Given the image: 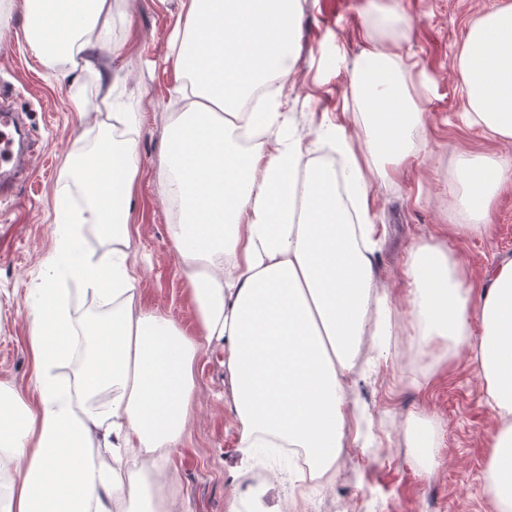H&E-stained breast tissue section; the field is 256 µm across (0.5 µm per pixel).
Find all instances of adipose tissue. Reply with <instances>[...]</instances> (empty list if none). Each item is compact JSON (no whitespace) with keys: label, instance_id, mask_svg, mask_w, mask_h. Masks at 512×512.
Wrapping results in <instances>:
<instances>
[{"label":"adipose tissue","instance_id":"ef3b65f1","mask_svg":"<svg viewBox=\"0 0 512 512\" xmlns=\"http://www.w3.org/2000/svg\"><path fill=\"white\" fill-rule=\"evenodd\" d=\"M301 0H187L175 64L192 101L168 127L159 171L177 213L169 235L199 328L188 335L144 308L130 263L138 135L127 112L107 113L93 136H78L65 158L52 214L53 246L30 288L29 392L0 382V512H156L149 488L124 482L129 454L175 450L194 397L193 365L202 342L224 345L239 446L302 448L314 465L334 463L357 407L350 397L364 337L388 348L396 322L389 290L374 264L378 229L369 209L367 167L392 181L418 157L424 115L396 56L368 39L349 73L364 122L362 142L340 124L304 139L280 112L241 109L255 84L288 81L296 64ZM24 35L50 69L72 75L69 99L85 113L81 73H95L111 99L112 0H24ZM473 125L491 141L512 140V0L477 16L458 59ZM270 136L266 149L239 147V129ZM337 154L321 160L323 149ZM512 157L461 158L453 181L468 200L456 233H487L495 196ZM403 274L418 349L439 343L412 382L469 350L497 416L484 472L494 512H512V256L479 306L447 241L418 244ZM95 297L103 317L76 318ZM481 331L473 333L472 319ZM72 380L57 370L69 358ZM104 395L100 408L83 405ZM415 465L434 463L440 428L406 422Z\"/></svg>","mask_w":512,"mask_h":512}]
</instances>
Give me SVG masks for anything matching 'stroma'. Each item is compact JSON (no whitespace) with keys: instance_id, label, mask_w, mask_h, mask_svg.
<instances>
[{"instance_id":"stroma-1","label":"stroma","mask_w":512,"mask_h":512,"mask_svg":"<svg viewBox=\"0 0 512 512\" xmlns=\"http://www.w3.org/2000/svg\"><path fill=\"white\" fill-rule=\"evenodd\" d=\"M182 2L119 0L112 18V40L119 52L104 62L122 82L113 109L134 113L138 131L141 167L134 188L131 261L141 302L194 335L195 310L168 235L175 215L158 184L167 126L183 105L177 90L184 77L172 54ZM377 2L381 14L398 9L412 26L409 39L382 28L376 38L407 66L406 84L425 114L426 147L399 170L394 182L370 181L371 214L380 238L376 265L391 282L402 333L390 350H371L376 372L359 380L352 394L364 416L349 425V451L336 459L332 484L342 495L361 499L363 512H491L483 473L490 457L485 438L496 417L486 404L485 382L465 351L443 362L430 385L420 388L410 382L404 364L413 343L412 313L403 263L415 244L447 235L477 299L493 279L499 258L512 255V183L494 201L491 235L449 232L460 209L459 196L450 188L460 157L512 155V143L486 140L468 125L456 66L469 21L505 0ZM302 6L294 74L286 85L271 83L270 90L303 135H314L330 118L354 140H362L349 71L364 45L368 0H302ZM23 22V2L15 0L10 42L0 46V82L15 86L17 107L28 113L30 133L43 158L35 181L19 185L13 201L0 204V380L24 390L32 373L25 297L53 244L52 210L64 160L74 138L98 120L100 96L95 75L84 74L89 112H72L68 79L48 75L23 36ZM194 377L193 408L180 445L161 460L128 458L125 476L147 483L168 478L182 512H227L229 494L242 473L278 470L285 462L269 454L242 461L223 344L203 346ZM412 410L440 427L436 464L424 474L414 466V451L399 429L405 412ZM323 497L322 486L292 472L286 497L266 488L252 512H316Z\"/></svg>"}]
</instances>
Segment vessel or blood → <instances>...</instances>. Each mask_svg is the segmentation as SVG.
<instances>
[{
    "mask_svg": "<svg viewBox=\"0 0 512 512\" xmlns=\"http://www.w3.org/2000/svg\"><path fill=\"white\" fill-rule=\"evenodd\" d=\"M13 93L0 85V199L8 200L30 176L36 144L23 133L24 117L11 106Z\"/></svg>",
    "mask_w": 512,
    "mask_h": 512,
    "instance_id": "obj_1",
    "label": "vessel or blood"
}]
</instances>
